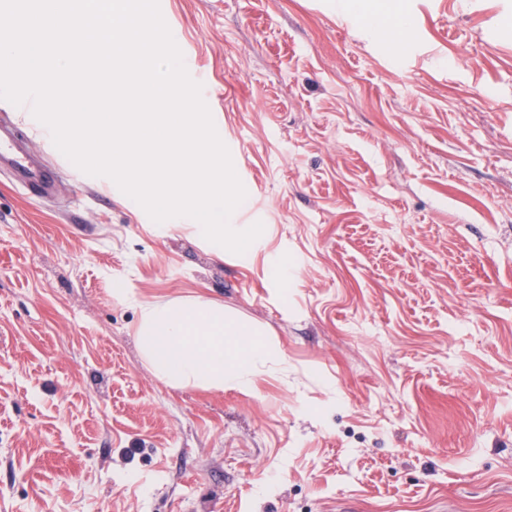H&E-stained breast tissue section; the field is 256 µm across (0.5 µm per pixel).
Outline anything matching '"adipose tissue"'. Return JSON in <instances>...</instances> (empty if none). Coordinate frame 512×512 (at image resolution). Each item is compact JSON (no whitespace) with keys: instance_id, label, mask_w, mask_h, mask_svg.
<instances>
[{"instance_id":"obj_1","label":"adipose tissue","mask_w":512,"mask_h":512,"mask_svg":"<svg viewBox=\"0 0 512 512\" xmlns=\"http://www.w3.org/2000/svg\"><path fill=\"white\" fill-rule=\"evenodd\" d=\"M140 347L155 375L176 388L247 389L272 351L259 332L202 297L140 307Z\"/></svg>"}]
</instances>
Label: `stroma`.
Returning <instances> with one entry per match:
<instances>
[{
	"instance_id": "1",
	"label": "stroma",
	"mask_w": 512,
	"mask_h": 512,
	"mask_svg": "<svg viewBox=\"0 0 512 512\" xmlns=\"http://www.w3.org/2000/svg\"><path fill=\"white\" fill-rule=\"evenodd\" d=\"M363 3L406 43L339 0H165L250 263L22 126L60 184L0 173V512H512V0ZM194 295L274 349L248 391L154 376L140 306Z\"/></svg>"
}]
</instances>
